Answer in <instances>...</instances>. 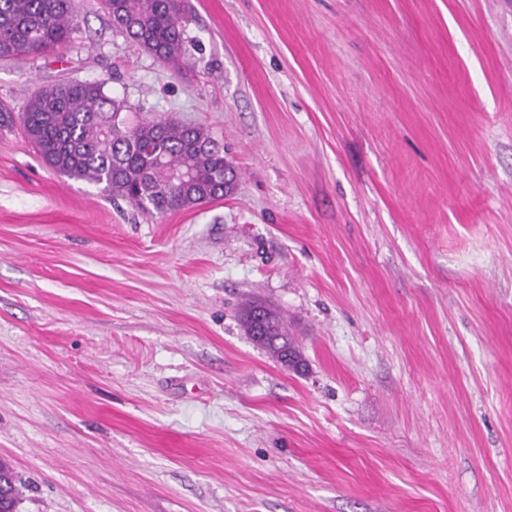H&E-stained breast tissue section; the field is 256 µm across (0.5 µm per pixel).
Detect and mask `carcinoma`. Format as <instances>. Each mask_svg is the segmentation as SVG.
Instances as JSON below:
<instances>
[{
    "instance_id": "obj_1",
    "label": "carcinoma",
    "mask_w": 512,
    "mask_h": 512,
    "mask_svg": "<svg viewBox=\"0 0 512 512\" xmlns=\"http://www.w3.org/2000/svg\"><path fill=\"white\" fill-rule=\"evenodd\" d=\"M112 26L160 64L181 72L184 55V0H102ZM78 26L74 0H0V58L24 60L67 46ZM107 81L92 79L41 85L27 92L20 115L25 136L53 171L104 186L138 208L165 215L222 199L238 185L224 145L202 126L173 118L121 116V103L105 91ZM192 169V179L172 175ZM260 315L270 335L258 336L251 318ZM244 333L272 358L288 340L302 356L288 321L277 309L249 302L241 309ZM20 486L10 466L0 462V512H16Z\"/></svg>"
}]
</instances>
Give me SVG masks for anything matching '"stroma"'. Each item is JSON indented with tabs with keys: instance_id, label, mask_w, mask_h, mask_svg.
I'll use <instances>...</instances> for the list:
<instances>
[{
	"instance_id": "35a3bbf8",
	"label": "stroma",
	"mask_w": 512,
	"mask_h": 512,
	"mask_svg": "<svg viewBox=\"0 0 512 512\" xmlns=\"http://www.w3.org/2000/svg\"><path fill=\"white\" fill-rule=\"evenodd\" d=\"M77 5L0 100L106 80L239 185L151 215L0 132L16 512H512V0H185L180 74ZM257 310H260V316L254 320V327L256 332H264L266 327L260 325L262 318L270 328V334L268 336H257L253 330L252 323L250 322L253 316L257 315ZM262 316V317H261ZM240 321L244 333L257 345L266 350V352L272 357L279 359L282 352V347L275 342L280 339H276L275 336H279L283 339H288L287 347L293 350V352L303 359L300 347L296 341V338L291 333L288 327V321L285 319L283 314L277 309L269 305H264L255 302L246 303L241 309ZM272 336L275 338L269 337ZM304 360V359H303Z\"/></svg>"
}]
</instances>
